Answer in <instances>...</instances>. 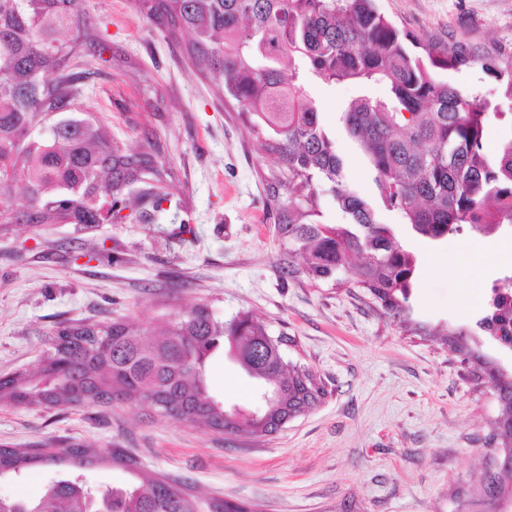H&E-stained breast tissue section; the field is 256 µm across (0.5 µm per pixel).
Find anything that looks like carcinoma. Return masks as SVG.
<instances>
[{
	"label": "carcinoma",
	"instance_id": "cac0c4a2",
	"mask_svg": "<svg viewBox=\"0 0 512 512\" xmlns=\"http://www.w3.org/2000/svg\"><path fill=\"white\" fill-rule=\"evenodd\" d=\"M137 10L165 36L189 32L186 52L202 72L224 76V96L234 101L277 156L268 179V204L314 282L339 280L342 272L365 288L395 318L410 317L417 256L395 241L381 210L398 211L404 223L429 242L467 224L491 235L512 226V142L490 158L487 125L502 113L491 103L434 77L476 62L461 46L429 42L412 53L401 32L372 0H135ZM97 33L81 0H0V231L26 224H111L123 209L154 224L170 200L173 170L147 151L121 146L97 120L77 112L70 62L93 46ZM506 80L512 97V63H482ZM312 74L327 83L359 89L342 112L347 135L366 157L378 196L372 201L350 188L344 160L305 94ZM380 86L384 97L369 96ZM56 119L34 135L46 115ZM332 197L344 224L320 221V196ZM477 324L486 333L512 334V304L496 295ZM129 323H72L59 327L35 373L0 377V404L54 408L96 403L162 400L157 410L194 416L228 433L262 436V422L289 410L312 409L322 394L313 376L288 364L281 341L248 313L225 323L198 305L175 316L164 335ZM228 350L239 367L264 383H277L278 399L257 413H233L210 394L205 368ZM501 416L494 437L512 448V380L499 383ZM107 458L135 473L138 482L110 493L81 482V468ZM34 464L67 470L37 501L0 498V512H251L214 499L202 505L164 478L136 472L120 448H0V478ZM483 506L512 491V465L478 476Z\"/></svg>",
	"mask_w": 512,
	"mask_h": 512
}]
</instances>
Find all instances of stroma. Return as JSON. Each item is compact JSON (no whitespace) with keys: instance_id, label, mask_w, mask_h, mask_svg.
I'll return each instance as SVG.
<instances>
[{"instance_id":"stroma-1","label":"stroma","mask_w":512,"mask_h":512,"mask_svg":"<svg viewBox=\"0 0 512 512\" xmlns=\"http://www.w3.org/2000/svg\"><path fill=\"white\" fill-rule=\"evenodd\" d=\"M82 5L100 46L73 61L90 74L74 106L116 141L158 151L174 170L181 208L160 224H18L0 234V377L37 371L60 325L135 322L159 334L177 312L202 304L224 322L251 313L324 395L262 438L219 434L146 404L0 405V445L123 448L141 473L253 512H469L457 493L476 487L500 404L441 335L465 329L483 355L512 368V354L476 326L485 282L512 277V229L484 237L465 226L431 246L399 212H383L420 260L408 325L365 289L313 283L268 204L276 158L225 101L222 77L200 73L187 36L161 35L134 0ZM375 6L420 41L512 57V0ZM438 77L498 105L503 117L484 142L495 156L512 140V98L502 83L478 63ZM305 88L336 139L347 182L375 198L369 166L341 120L356 88L314 76ZM206 377L226 409L255 410L257 384L231 356L212 359ZM56 476L55 468L35 466L2 478L0 497L38 498Z\"/></svg>"}]
</instances>
